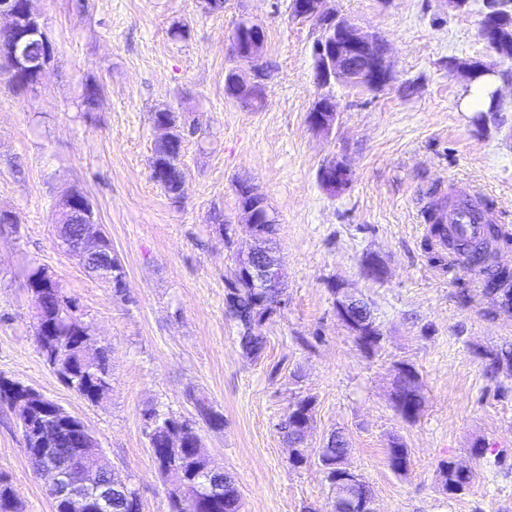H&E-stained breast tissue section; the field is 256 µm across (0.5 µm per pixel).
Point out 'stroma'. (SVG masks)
Returning a JSON list of instances; mask_svg holds the SVG:
<instances>
[{"label":"stroma","mask_w":512,"mask_h":512,"mask_svg":"<svg viewBox=\"0 0 512 512\" xmlns=\"http://www.w3.org/2000/svg\"><path fill=\"white\" fill-rule=\"evenodd\" d=\"M487 0L462 10L448 0H328L327 6L389 47L392 85L370 91L314 80L311 21L292 0H33L55 46L34 91L0 83V209L20 230L0 236V377L25 384L81 419L111 465L130 478L142 512H170L166 483L149 448L145 411L193 419L213 464L229 473L242 512H330L316 461L342 432L347 468L369 485L376 512H512V371L489 376L485 351L512 345V314L482 292L474 270L444 266L424 245L427 191L467 184L512 232V61L479 36ZM263 25L264 101L244 107L224 92L228 70L254 73L233 54L242 17ZM496 64L502 109L463 108L471 79L461 61ZM95 83L92 108L82 95ZM334 98L331 133L309 113ZM173 109L199 134L184 147L185 197L174 202L151 177L153 112ZM351 181L338 194L319 179L330 158ZM267 200L284 306L263 328L259 360L243 354L224 314L225 279L238 251L253 246L238 183ZM81 187L125 271V297L90 277L55 239V197ZM378 256L382 279L361 274ZM58 276L96 346L110 351L112 390L99 402L64 384L33 340L28 267ZM369 303L385 339L367 355L336 315L332 283ZM413 365L424 405L414 421L395 410L393 366ZM312 398L309 462L294 468L279 427L292 402ZM211 409L224 424L210 426ZM409 450L394 473L392 440ZM493 452L472 459L474 440ZM474 473L466 493L443 491L438 464ZM0 477L21 512H54L33 471L17 413L0 402Z\"/></svg>","instance_id":"35a3bbf8"}]
</instances>
